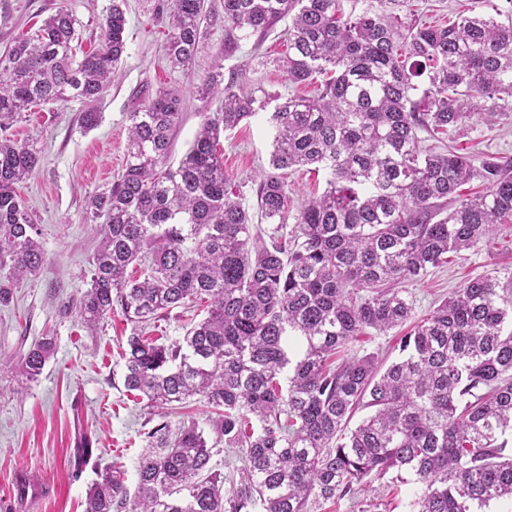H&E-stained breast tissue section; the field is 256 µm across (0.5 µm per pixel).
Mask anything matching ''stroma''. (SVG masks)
Returning <instances> with one entry per match:
<instances>
[{
	"instance_id": "1",
	"label": "stroma",
	"mask_w": 512,
	"mask_h": 512,
	"mask_svg": "<svg viewBox=\"0 0 512 512\" xmlns=\"http://www.w3.org/2000/svg\"><path fill=\"white\" fill-rule=\"evenodd\" d=\"M495 0H407L406 7L430 25L447 24L456 11L488 14ZM157 0H125L127 49L119 77L107 89L92 130L80 124L83 106L68 103L48 112L32 108L10 128L13 138L40 149L34 175L19 192L38 227L47 264L35 278L16 281L8 303L0 304V512H84L86 494L99 470L119 467L127 488H134L138 458L150 429V411L123 386L122 352L131 326L121 314L110 315L93 331L75 314V303L88 288L94 252L100 240L99 220L87 200L111 187L122 173L128 140V114L154 95L169 89L184 101L173 136L171 160L179 162L190 147L205 114L221 102L205 98L201 87L222 59L224 75L238 85L269 94L314 96V85L288 84L274 66L284 52L287 21L277 22L262 43L241 42L232 55L224 53V30L207 29L194 64L171 68L165 54L167 29L154 18ZM111 0H0V54L20 37L31 35L44 20L66 9L77 20L78 51L96 45ZM273 130L265 113L243 121L220 138L224 171L237 199L256 209L260 173L267 169ZM455 146L464 153L489 154L512 161V113L491 126L480 125L457 134ZM289 216L320 195L326 172L288 171ZM476 276L505 282L512 279V230L503 231L478 248L450 255L447 264L430 269L408 290L414 319L424 318L454 288ZM404 328L369 333L353 340L344 352L355 358L377 355L383 362L399 354ZM51 337L53 352L37 381L21 374L17 363L30 346ZM94 439L93 455L82 469L74 467L75 441L81 433ZM29 470L41 486L36 497L19 498L15 483ZM411 488L389 492L384 482L370 484L355 499L327 505L325 512H361L374 498L386 497L387 512H405Z\"/></svg>"
}]
</instances>
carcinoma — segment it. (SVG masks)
Masks as SVG:
<instances>
[{
  "mask_svg": "<svg viewBox=\"0 0 512 512\" xmlns=\"http://www.w3.org/2000/svg\"><path fill=\"white\" fill-rule=\"evenodd\" d=\"M223 0L210 25L224 55L291 18L288 83L319 94L265 95L221 84V64L202 88L222 97L177 165L171 136L184 102L159 90L128 114L125 167L89 199L100 225L89 288L75 309L96 327L119 311L132 324L124 386L163 409L199 396L215 411L209 441L193 419L145 432L134 493L106 469L85 512H321L375 480L412 483L406 512H512V283L475 277L400 339L383 368L368 354H336L372 329L412 318L405 285L512 227V164L461 154L453 137L512 110V14H457L420 24L405 0ZM124 0H112L98 46L75 59L76 19L50 16L0 56V303L13 280L38 276L44 250L17 186L40 150L6 131L33 105L79 101L84 129L126 51ZM204 0H159L170 66L187 69L201 49ZM272 108L269 170L257 206L228 192L222 133ZM425 133L420 137L419 133ZM325 170L327 187L287 229L289 169ZM478 181L484 190L461 197ZM206 305L178 345L144 329L175 308ZM53 351L34 343L19 370L34 381ZM370 409L350 433L358 409ZM240 468L211 465L219 444ZM82 436L74 465L92 456Z\"/></svg>",
  "mask_w": 512,
  "mask_h": 512,
  "instance_id": "carcinoma-1",
  "label": "carcinoma"
}]
</instances>
